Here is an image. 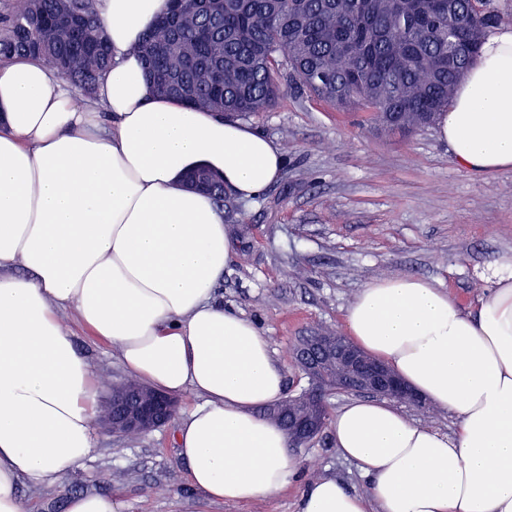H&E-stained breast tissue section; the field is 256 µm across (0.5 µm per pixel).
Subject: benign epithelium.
Here are the masks:
<instances>
[{
	"mask_svg": "<svg viewBox=\"0 0 512 512\" xmlns=\"http://www.w3.org/2000/svg\"><path fill=\"white\" fill-rule=\"evenodd\" d=\"M330 359L336 366L347 369L342 384L358 393L381 395L402 403L421 404L422 400L378 362L364 356L343 336L314 340L310 349L300 357V366L310 376L317 370L320 359ZM113 409L103 417L111 431L145 433L168 423L174 415L173 399L161 392L143 395L135 390L116 389L110 396ZM320 423L317 420L292 416L287 432L293 447L311 441Z\"/></svg>",
	"mask_w": 512,
	"mask_h": 512,
	"instance_id": "7a95c632",
	"label": "benign epithelium"
}]
</instances>
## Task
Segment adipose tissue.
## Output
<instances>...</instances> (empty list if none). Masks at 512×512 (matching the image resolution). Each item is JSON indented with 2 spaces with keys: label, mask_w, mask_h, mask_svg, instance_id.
I'll use <instances>...</instances> for the list:
<instances>
[{
  "label": "adipose tissue",
  "mask_w": 512,
  "mask_h": 512,
  "mask_svg": "<svg viewBox=\"0 0 512 512\" xmlns=\"http://www.w3.org/2000/svg\"><path fill=\"white\" fill-rule=\"evenodd\" d=\"M169 10L100 0L112 69L92 103L76 105L41 60L0 61V512H26L20 480L57 483L96 450L98 384L63 309L154 389L197 395L175 442L198 491L245 503L299 475L264 414L286 396L271 344L215 297L233 238L213 199L184 185L203 166L255 197L284 159L249 125L152 94L137 46ZM437 126L469 171L512 168V26L489 33ZM344 327L457 427L351 400L329 428L366 490L317 479L298 512H512V257L469 310L425 278L374 279Z\"/></svg>",
  "instance_id": "obj_1"
}]
</instances>
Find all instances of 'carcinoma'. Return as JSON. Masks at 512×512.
<instances>
[{
    "label": "carcinoma",
    "mask_w": 512,
    "mask_h": 512,
    "mask_svg": "<svg viewBox=\"0 0 512 512\" xmlns=\"http://www.w3.org/2000/svg\"><path fill=\"white\" fill-rule=\"evenodd\" d=\"M485 0H185L149 30L138 47L160 96L229 119L274 109L286 85L340 112L372 113L387 135L435 124L454 89L500 23ZM85 20L82 34L68 24ZM98 0H0V59L45 60L78 93L94 98L111 67ZM205 191L224 220L240 213L219 177ZM330 419L301 396L264 410Z\"/></svg>",
    "instance_id": "cac0c4a2"
}]
</instances>
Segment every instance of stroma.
I'll return each instance as SVG.
<instances>
[{
    "label": "stroma",
    "instance_id": "stroma-1",
    "mask_svg": "<svg viewBox=\"0 0 512 512\" xmlns=\"http://www.w3.org/2000/svg\"><path fill=\"white\" fill-rule=\"evenodd\" d=\"M247 123L275 143L284 166L229 220L250 257L234 255L216 295L269 338L288 395L309 386L295 360L298 337L342 333L345 309L368 281L424 277L468 309L485 292L495 262L512 255V169L467 171L436 128L387 137L368 113L338 112L293 91ZM62 320L103 394L129 380L114 348L71 313ZM175 428L171 422L135 436L98 429L93 456L58 483L20 482L27 512H67L69 499L85 493L119 496L124 512H296L306 481L330 477L347 490L363 488L325 429L294 451L300 480L250 503L215 502L192 486Z\"/></svg>",
    "mask_w": 512,
    "mask_h": 512
}]
</instances>
